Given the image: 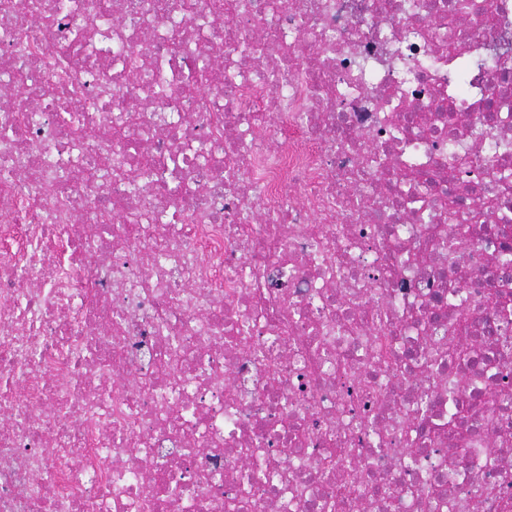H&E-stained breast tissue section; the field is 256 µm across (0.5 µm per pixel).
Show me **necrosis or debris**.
Masks as SVG:
<instances>
[{"label": "necrosis or debris", "mask_w": 512, "mask_h": 512, "mask_svg": "<svg viewBox=\"0 0 512 512\" xmlns=\"http://www.w3.org/2000/svg\"><path fill=\"white\" fill-rule=\"evenodd\" d=\"M4 84L0 512H512V0H0Z\"/></svg>", "instance_id": "4bbe7bcc"}]
</instances>
